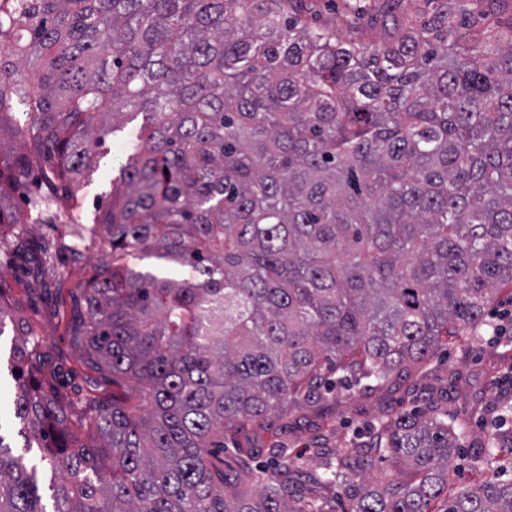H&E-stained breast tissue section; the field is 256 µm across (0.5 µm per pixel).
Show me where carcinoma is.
<instances>
[{"label":"carcinoma","instance_id":"1","mask_svg":"<svg viewBox=\"0 0 512 512\" xmlns=\"http://www.w3.org/2000/svg\"><path fill=\"white\" fill-rule=\"evenodd\" d=\"M451 31L442 13L341 41L288 0H0V224L54 213L102 238L73 333L136 400L75 415L0 298L18 435L60 473L45 498L0 434V512H324L284 450L253 492L209 457L329 368L373 392L443 338H476L512 284V30ZM137 120L89 230L84 181ZM75 423L89 441L69 444ZM464 437L440 414L386 417L324 482L349 512H512L511 480L448 491ZM505 442L487 437V464ZM375 456L417 479L372 482Z\"/></svg>","mask_w":512,"mask_h":512}]
</instances>
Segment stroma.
Masks as SVG:
<instances>
[{"instance_id":"stroma-1","label":"stroma","mask_w":512,"mask_h":512,"mask_svg":"<svg viewBox=\"0 0 512 512\" xmlns=\"http://www.w3.org/2000/svg\"><path fill=\"white\" fill-rule=\"evenodd\" d=\"M448 10H466L463 30L479 34L486 26H512V0H400L387 8L385 0H298L294 13L307 23L320 25L341 38L355 36L383 43L417 18ZM129 131L114 133L109 152L85 185L81 195L82 222L93 227L94 202L108 198L112 180L103 170L117 172L132 147ZM0 237L13 241L18 255L0 254V287L19 300L22 314L43 337L45 380L73 403L87 397L127 394L128 385L85 364V348L70 328L71 314L84 298V285L93 274L94 251L76 253V241L66 220L52 224L0 225ZM486 320L506 329L502 336L477 341L457 336L407 377L371 394L336 388L317 403H292L287 414H269L262 426L224 437V448L214 463L227 479L246 473L273 471L277 451L287 448L303 464L299 485L303 496L322 500L327 512H344L348 503L339 486L323 482L326 463L351 456L366 443L378 420L387 415L417 410L445 413L465 428L464 446L450 473L451 485L475 482L498 474L512 480V453H499L486 465L481 444L493 433L492 418L505 394L512 392V297L500 292L485 313Z\"/></svg>"}]
</instances>
